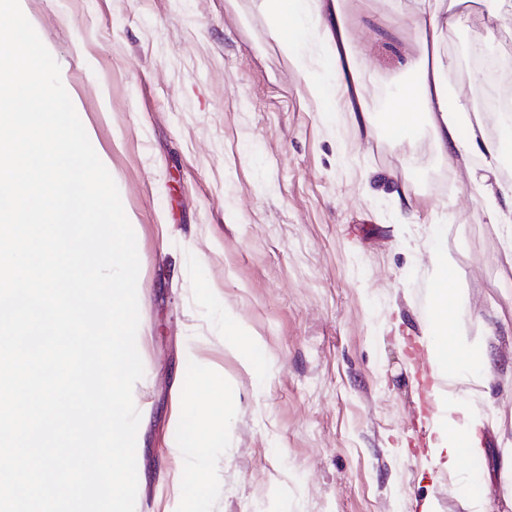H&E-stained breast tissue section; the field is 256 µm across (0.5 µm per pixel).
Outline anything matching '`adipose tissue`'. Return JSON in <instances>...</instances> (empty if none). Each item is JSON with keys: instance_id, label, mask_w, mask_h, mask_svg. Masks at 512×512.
<instances>
[{"instance_id": "ef3b65f1", "label": "adipose tissue", "mask_w": 512, "mask_h": 512, "mask_svg": "<svg viewBox=\"0 0 512 512\" xmlns=\"http://www.w3.org/2000/svg\"><path fill=\"white\" fill-rule=\"evenodd\" d=\"M461 0H413L409 12L395 10L382 36L394 34L396 27L411 25L419 35L422 54L415 61L416 76L389 101L387 132L396 141L412 137L420 121H427L437 154L448 163L466 164L469 181L486 203L492 223L505 230L502 240L506 256H512V182L498 176L503 156L512 154V124L502 125L496 139H487L481 122L471 120L465 101L452 93L453 59L439 52L442 31L460 21ZM271 19V36L296 63H303V49L319 41L331 50L333 66L312 78L309 90L318 100L342 103L354 122L367 114L357 72L352 62L351 34L345 24L341 0H261ZM480 164H472V157ZM434 288L429 312L427 349L429 368L435 380L433 398H440L442 382L482 381L492 370L496 349L490 344L472 343L469 329L460 315L464 294L455 261L444 242L430 252ZM486 422L479 410L466 403L445 408L433 418L434 441L430 449L449 474L459 471L465 458L484 452Z\"/></svg>"}]
</instances>
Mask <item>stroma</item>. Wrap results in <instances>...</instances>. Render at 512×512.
<instances>
[{
  "label": "stroma",
  "instance_id": "stroma-1",
  "mask_svg": "<svg viewBox=\"0 0 512 512\" xmlns=\"http://www.w3.org/2000/svg\"><path fill=\"white\" fill-rule=\"evenodd\" d=\"M398 5L411 2L342 0L371 112L359 126L311 96L260 0H21L136 236L135 512H467L468 485L512 512L498 443L512 434V335L479 402L485 458L451 477L425 444L433 228L471 332L512 318V263L428 126L402 143L386 131L387 101L413 78L402 62L421 54L412 27L379 35ZM495 9L463 0L443 52L484 42L512 72V32L488 36ZM228 315L265 374L226 343ZM202 368L223 384L199 379L201 404L186 403ZM195 410L224 428L203 457L183 420ZM199 474L203 493H185Z\"/></svg>",
  "mask_w": 512,
  "mask_h": 512
}]
</instances>
